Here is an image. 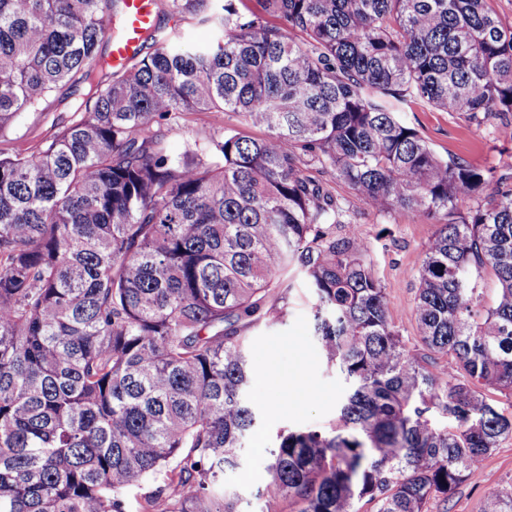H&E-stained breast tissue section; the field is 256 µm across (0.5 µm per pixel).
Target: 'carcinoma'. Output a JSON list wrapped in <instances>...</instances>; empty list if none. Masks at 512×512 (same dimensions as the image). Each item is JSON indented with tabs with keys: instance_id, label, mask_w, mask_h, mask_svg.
I'll return each instance as SVG.
<instances>
[{
	"instance_id": "obj_1",
	"label": "carcinoma",
	"mask_w": 512,
	"mask_h": 512,
	"mask_svg": "<svg viewBox=\"0 0 512 512\" xmlns=\"http://www.w3.org/2000/svg\"><path fill=\"white\" fill-rule=\"evenodd\" d=\"M153 2L212 38L157 25L141 39L151 52L114 66L99 43L123 34L126 0H0V132L48 111L62 83L87 89L42 148L0 152V512H130L149 480L139 512H241L224 482L256 421L241 332L285 320L293 269L345 390L330 429L279 434L266 503H447L512 438L485 394L512 393V188L439 155L384 100L478 126L512 112V27L489 0ZM190 112L234 123L175 153L170 124ZM311 169L369 210L439 222L416 274L415 345L369 242ZM484 498L512 512L511 487Z\"/></svg>"
}]
</instances>
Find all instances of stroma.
Masks as SVG:
<instances>
[{
  "mask_svg": "<svg viewBox=\"0 0 512 512\" xmlns=\"http://www.w3.org/2000/svg\"><path fill=\"white\" fill-rule=\"evenodd\" d=\"M85 91L83 84L67 82L52 94L45 112H26L0 137V150L33 152L57 127L73 117L75 104ZM397 117L416 128L440 155H453L487 167L498 165L512 144L501 138L512 127V112L475 125L460 112H442L428 102L414 99L393 103ZM332 194L340 199L371 246L370 259L376 276L388 288L393 322L404 335H412V310L416 273L425 246L436 229L435 221L418 213L396 209L377 213L365 208L357 194L339 180H329ZM314 296L303 279H296L285 324L246 329L252 384L248 399L256 423L241 448V466L227 474L226 483L239 495L243 512H262L263 489L269 451L283 428H328L336 420V402L343 380L326 369L322 348L312 334ZM300 387L298 401L280 413L267 408L285 381ZM512 486V439L502 441L449 499L446 512H482L483 496L491 485Z\"/></svg>",
  "mask_w": 512,
  "mask_h": 512,
  "instance_id": "1",
  "label": "stroma"
}]
</instances>
